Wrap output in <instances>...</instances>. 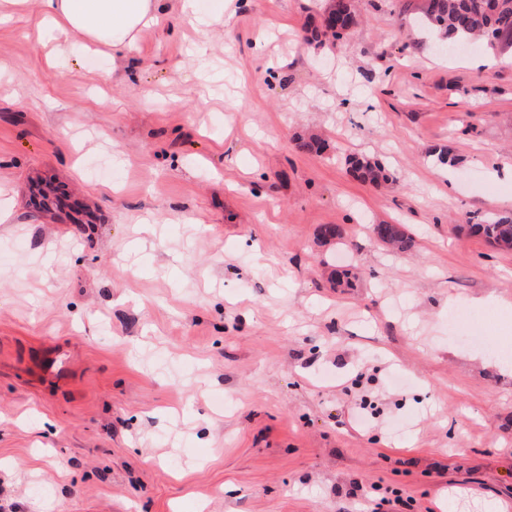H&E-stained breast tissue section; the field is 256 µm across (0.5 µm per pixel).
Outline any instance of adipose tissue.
<instances>
[{
	"instance_id": "1",
	"label": "adipose tissue",
	"mask_w": 512,
	"mask_h": 512,
	"mask_svg": "<svg viewBox=\"0 0 512 512\" xmlns=\"http://www.w3.org/2000/svg\"><path fill=\"white\" fill-rule=\"evenodd\" d=\"M159 0H39L42 15L61 34H79L113 51L126 48L154 21Z\"/></svg>"
}]
</instances>
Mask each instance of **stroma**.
Wrapping results in <instances>:
<instances>
[{
	"mask_svg": "<svg viewBox=\"0 0 512 512\" xmlns=\"http://www.w3.org/2000/svg\"><path fill=\"white\" fill-rule=\"evenodd\" d=\"M414 2L313 51L328 0H161L115 55L0 0V512H512V250L466 231L512 215V60ZM352 168L358 177L364 181L378 183L388 179L385 169L379 164L369 159H355L352 161ZM373 233L380 242L398 250H404L410 246V238L403 224H376L373 225ZM35 368L40 376L61 381L68 375L70 366L63 351L53 349L39 355L35 361Z\"/></svg>",
	"mask_w": 512,
	"mask_h": 512,
	"instance_id": "obj_1",
	"label": "stroma"
}]
</instances>
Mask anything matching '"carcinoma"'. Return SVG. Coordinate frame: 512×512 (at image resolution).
Returning a JSON list of instances; mask_svg holds the SVG:
<instances>
[{
  "instance_id": "cac0c4a2",
  "label": "carcinoma",
  "mask_w": 512,
  "mask_h": 512,
  "mask_svg": "<svg viewBox=\"0 0 512 512\" xmlns=\"http://www.w3.org/2000/svg\"><path fill=\"white\" fill-rule=\"evenodd\" d=\"M423 24L439 37L441 44L458 45L482 39L488 50L502 53L512 49V0H421L418 5ZM356 23L354 0H333L322 18V29L309 42L319 49L336 47ZM352 168L364 181L378 183L388 179L385 169L369 159H355ZM66 194L58 188L47 192L41 185L31 188V201L38 209L49 211L53 202L61 203ZM470 234L501 249L512 250V216L468 225ZM375 237L382 243L404 250L410 238L402 224L373 225Z\"/></svg>"
}]
</instances>
